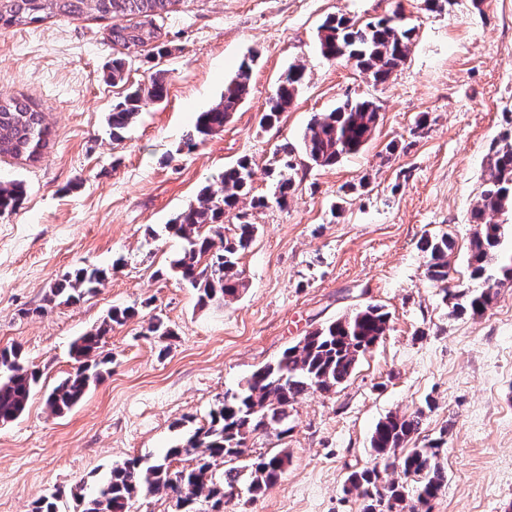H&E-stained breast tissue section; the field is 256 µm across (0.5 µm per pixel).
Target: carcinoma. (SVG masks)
I'll list each match as a JSON object with an SVG mask.
<instances>
[{
  "label": "carcinoma",
  "mask_w": 512,
  "mask_h": 512,
  "mask_svg": "<svg viewBox=\"0 0 512 512\" xmlns=\"http://www.w3.org/2000/svg\"><path fill=\"white\" fill-rule=\"evenodd\" d=\"M177 0H0V27L27 26L62 16L79 20L92 16L110 20L117 15L131 16L135 22L110 27L108 40L130 50L158 44L163 37L164 15ZM414 39V28L399 24L392 17L360 24L348 17L328 16L320 26V49L329 61L354 59L355 66L374 83L383 84L395 69L403 65ZM251 65L244 63L225 86L219 102L197 115L195 134L184 147L191 150L207 137L224 130V124L247 94ZM304 80V71L291 66L268 100L261 122L271 126L293 103ZM167 91L165 79L154 76L144 88L137 87L113 104L108 116L112 139L136 118L140 103L147 97L158 101ZM378 106L371 100H346L331 112L314 116L302 138L301 153L316 166L338 163L359 152L376 129ZM49 125L44 112L27 98H0V158L40 159L47 145ZM279 168L276 202L287 201L294 189L291 171L296 163L292 150L284 147L275 160ZM252 161L242 157L224 168L219 185L204 187L196 204L189 205L167 225L178 237L182 251L169 261L168 273L187 282L201 302L226 300L236 296L242 282L238 263L253 242L256 225L241 221L235 234L227 237L224 215L236 208L240 199L251 197L254 208L267 206L263 196H251ZM26 189L17 181L0 183V214L16 211L24 202ZM512 212V136L494 141L488 153V173L472 210L476 224L470 241L468 268L473 288L451 291L448 282V252L454 247L446 234L424 238L426 276L442 288V299L452 311L472 316L482 314L498 295L512 286V224H498L488 214ZM107 272L97 267H81L67 273L49 289L48 302L69 304L93 292L106 279ZM127 307L113 309L93 332L77 338L72 355L77 367L45 395V405L54 414H62L78 405L90 388L103 377L102 340L114 325L121 326L135 317ZM389 331L388 312L380 305L368 304L334 319L308 333L286 348L274 364L255 370L245 384L212 409L207 424L197 428L184 443L167 450L151 462L136 457L112 467L108 481L83 501L82 512H130L138 495L172 494L183 504L182 512H196L201 498L212 502L215 512H224V498L233 493L242 478H247L249 494L257 496L274 485L288 465V453L260 452L246 461L239 460L241 447L260 432H272L280 441L288 437V409L311 391L330 393L348 380L359 358ZM39 373L24 365L20 350H0V424L18 420L26 411ZM424 412L388 414L371 435L374 458L390 468L376 466L355 471L347 478L344 491H355L364 499L362 512H429L430 502L448 483V474L440 461L441 443L426 448L407 444L420 433ZM195 451L196 465L171 471L173 461ZM224 464L221 479L211 472L216 462ZM399 470L400 479L389 478Z\"/></svg>",
  "instance_id": "cac0c4a2"
}]
</instances>
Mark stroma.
Returning <instances> with one entry per match:
<instances>
[{"label":"stroma","instance_id":"1","mask_svg":"<svg viewBox=\"0 0 512 512\" xmlns=\"http://www.w3.org/2000/svg\"><path fill=\"white\" fill-rule=\"evenodd\" d=\"M396 12L416 35L385 84L321 56L328 15L366 22ZM129 23L53 17L0 28V96L31 99L51 130L38 162L0 159V181L27 188L21 207L0 216V348L20 347L41 373L23 416L0 425V512H30L52 493L61 512H81L113 465L162 453L253 370L367 304L389 312V332L336 391L298 400L288 438L250 440L257 453L285 447L288 465L263 494L233 495L224 512H361L344 486L374 465L376 423L418 409L414 446L445 440L448 485L431 512H512V288L481 315H457L419 248L424 234L448 233V286L469 285L471 211L489 147L512 127V0H452L440 13L423 0H176L161 53L112 45L109 25ZM121 54L128 70L116 85L109 65ZM252 54L248 93L223 132L185 150L197 113ZM292 64L305 82L280 123L261 127ZM159 70L164 101H143L112 140L113 103ZM348 99L377 104L371 140L333 167L298 161L296 192L287 205L272 202L276 150L299 145L313 115ZM393 140L405 148L391 155ZM243 156L254 162L255 194L270 202L241 203L259 227L239 260L242 286L203 306L190 285L162 274L182 247L164 226ZM359 180L362 191L342 192ZM87 266L109 271L95 292L47 303L56 280ZM128 306L139 314L106 333L103 379L71 411L51 413L44 394L72 372L73 340ZM154 316L170 338L148 335Z\"/></svg>","mask_w":512,"mask_h":512}]
</instances>
